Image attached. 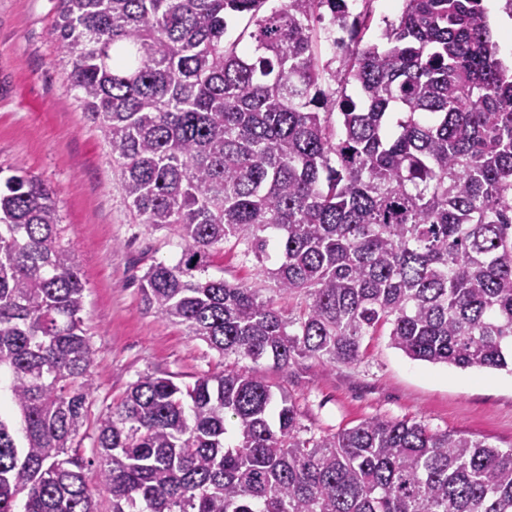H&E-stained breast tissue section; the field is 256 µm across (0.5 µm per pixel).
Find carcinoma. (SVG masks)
Masks as SVG:
<instances>
[{"label":"carcinoma","mask_w":512,"mask_h":512,"mask_svg":"<svg viewBox=\"0 0 512 512\" xmlns=\"http://www.w3.org/2000/svg\"><path fill=\"white\" fill-rule=\"evenodd\" d=\"M268 2L59 0L70 90L140 223L182 239L140 277L142 301L219 361L192 384L141 375L91 415L85 286L55 192L13 170L0 392L22 437L0 413V512H97L101 492L112 512H512V448L414 419L310 435L241 365H355L385 327L414 360L512 364V69L482 0H404L375 42L344 0ZM326 15L345 34L335 68L316 51ZM228 243L271 295L206 275Z\"/></svg>","instance_id":"1"}]
</instances>
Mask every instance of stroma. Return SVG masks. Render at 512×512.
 Returning <instances> with one entry per match:
<instances>
[{
    "instance_id": "1",
    "label": "stroma",
    "mask_w": 512,
    "mask_h": 512,
    "mask_svg": "<svg viewBox=\"0 0 512 512\" xmlns=\"http://www.w3.org/2000/svg\"><path fill=\"white\" fill-rule=\"evenodd\" d=\"M58 0H0V167H20L56 194L86 283L85 324L96 350L94 410L119 403L138 375L191 383L218 361L201 339L145 310L139 279L181 251L175 232L138 223L100 131L68 87L69 69L51 36ZM241 248L214 252L209 276L256 288L265 282ZM356 365L328 369L306 360L289 372L260 365L284 388L312 433L373 417L412 418L512 448V373L461 369L409 358L386 333L365 337Z\"/></svg>"
}]
</instances>
